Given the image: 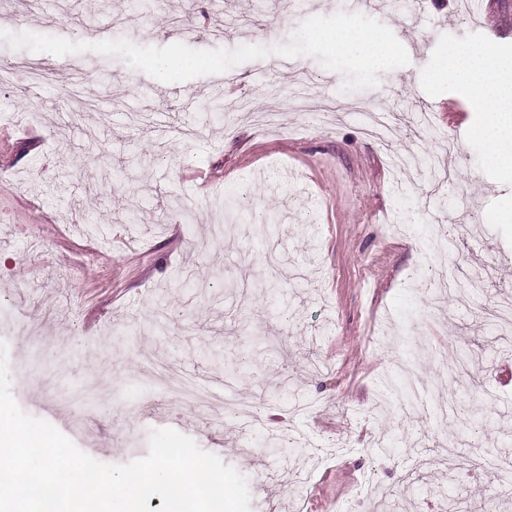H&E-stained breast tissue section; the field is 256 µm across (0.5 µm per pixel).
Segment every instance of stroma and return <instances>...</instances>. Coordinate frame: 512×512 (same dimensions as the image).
Returning a JSON list of instances; mask_svg holds the SVG:
<instances>
[{"instance_id":"1","label":"stroma","mask_w":512,"mask_h":512,"mask_svg":"<svg viewBox=\"0 0 512 512\" xmlns=\"http://www.w3.org/2000/svg\"><path fill=\"white\" fill-rule=\"evenodd\" d=\"M352 10L390 27L410 63L351 93L314 58L290 70L271 55L181 83L172 102L168 84L119 57L47 61L0 41V63L41 67L32 92L0 84V114L29 111L34 94L46 102L37 122H0V164L18 176L0 180L11 391L102 462L146 456L155 429L192 437L247 477L251 512H339L365 474L400 493L405 512H438L440 501L404 483L410 469L449 495L512 512L499 495L512 478V340L478 315L512 295V172L489 159L482 113L466 110L457 127L445 112L448 99L468 102L466 88L431 79L463 40L511 64L512 0H476L468 12L461 0H423L415 16L394 0H42L34 12L0 0V29L233 49L285 44L304 19ZM298 92L337 110L304 128ZM76 96L92 108L58 136ZM243 97L254 112L278 113L279 128L238 111ZM362 100L389 115L388 145L354 115ZM445 133L456 149L441 184L428 159ZM393 152L415 160L397 181ZM228 197L240 230L216 240ZM187 202L200 205L197 223L159 229V215ZM69 212L84 230L62 222ZM269 215L270 231L255 234ZM438 234L455 239L461 274L481 275L472 308L444 319L411 280L433 277L423 249ZM26 322L38 335H23ZM215 352L243 366L225 393L212 389L224 381ZM464 353L476 357L473 378L449 382L447 363ZM410 355L429 399L455 397L448 421L378 407ZM484 386L497 389L495 407L476 400ZM243 399L259 409L246 426L234 410ZM281 431L295 440L271 455L267 441ZM451 450L495 451L501 470L451 486Z\"/></svg>"}]
</instances>
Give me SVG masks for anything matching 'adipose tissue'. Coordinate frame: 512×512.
<instances>
[{
    "label": "adipose tissue",
    "mask_w": 512,
    "mask_h": 512,
    "mask_svg": "<svg viewBox=\"0 0 512 512\" xmlns=\"http://www.w3.org/2000/svg\"><path fill=\"white\" fill-rule=\"evenodd\" d=\"M440 75L470 89L472 107L484 116L480 136L492 162L512 170V66L485 50L453 51Z\"/></svg>",
    "instance_id": "obj_1"
}]
</instances>
